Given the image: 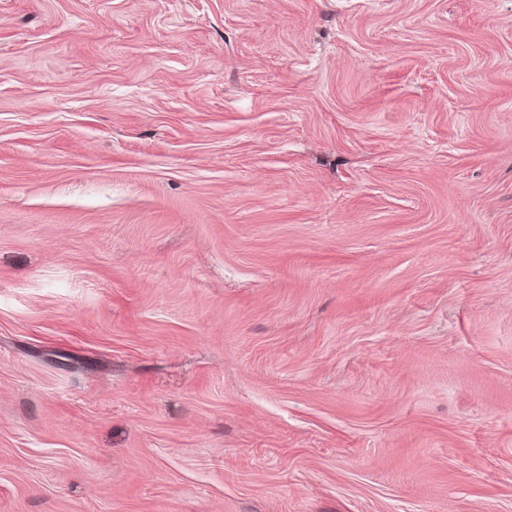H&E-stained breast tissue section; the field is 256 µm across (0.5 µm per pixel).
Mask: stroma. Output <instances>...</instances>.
<instances>
[{"instance_id": "stroma-1", "label": "stroma", "mask_w": 512, "mask_h": 512, "mask_svg": "<svg viewBox=\"0 0 512 512\" xmlns=\"http://www.w3.org/2000/svg\"><path fill=\"white\" fill-rule=\"evenodd\" d=\"M0 512H512V0H0Z\"/></svg>"}]
</instances>
